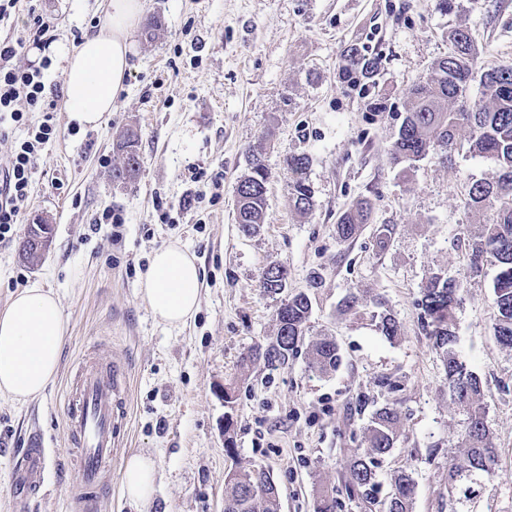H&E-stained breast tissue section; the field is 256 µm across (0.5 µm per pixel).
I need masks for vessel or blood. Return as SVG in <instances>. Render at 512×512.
<instances>
[{
	"label": "vessel or blood",
	"mask_w": 512,
	"mask_h": 512,
	"mask_svg": "<svg viewBox=\"0 0 512 512\" xmlns=\"http://www.w3.org/2000/svg\"><path fill=\"white\" fill-rule=\"evenodd\" d=\"M125 392L119 364L83 358L69 387L65 411L69 442L78 456L75 512H98L99 495L111 481L112 460L119 452L114 423L125 406ZM45 470V449H25L15 466L18 487H41Z\"/></svg>",
	"instance_id": "b4317fda"
}]
</instances>
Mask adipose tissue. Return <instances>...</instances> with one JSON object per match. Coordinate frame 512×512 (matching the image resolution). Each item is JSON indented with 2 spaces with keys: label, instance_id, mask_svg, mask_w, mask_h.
Segmentation results:
<instances>
[{
  "label": "adipose tissue",
  "instance_id": "ef3b65f1",
  "mask_svg": "<svg viewBox=\"0 0 512 512\" xmlns=\"http://www.w3.org/2000/svg\"><path fill=\"white\" fill-rule=\"evenodd\" d=\"M143 9L144 0H110L99 30L67 57L62 108L78 128L97 127L111 114L124 88ZM201 285L197 258L171 244L154 252L139 292L156 319L177 327L198 310ZM65 334L62 308L51 292L32 287L16 294L0 311V395L21 403L41 396L56 375ZM157 470L151 455L126 459L122 492L131 504L151 502Z\"/></svg>",
  "mask_w": 512,
  "mask_h": 512
}]
</instances>
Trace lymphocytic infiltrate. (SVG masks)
<instances>
[{"label":"lymphocytic infiltrate","mask_w":512,"mask_h":512,"mask_svg":"<svg viewBox=\"0 0 512 512\" xmlns=\"http://www.w3.org/2000/svg\"><path fill=\"white\" fill-rule=\"evenodd\" d=\"M53 23L44 13H31L27 35L0 39V135L6 125L27 126L28 136L16 143L10 168L0 177V242L9 241L29 198L35 162L54 133L52 112L57 88L47 86L39 68L17 65L16 57L27 41L47 44ZM41 113L40 121L29 118Z\"/></svg>","instance_id":"1"}]
</instances>
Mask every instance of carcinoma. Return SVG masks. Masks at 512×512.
<instances>
[{"label": "carcinoma", "mask_w": 512, "mask_h": 512, "mask_svg": "<svg viewBox=\"0 0 512 512\" xmlns=\"http://www.w3.org/2000/svg\"><path fill=\"white\" fill-rule=\"evenodd\" d=\"M449 39L453 50L435 64L426 79L409 89V105L389 149L390 159L396 165L417 162L431 152L448 153L465 142L471 153L489 162L488 176L468 185L465 207L475 218L467 237L469 260L478 272L487 265L495 270L494 335L501 346L512 349V66L485 72L481 76V99L470 103L466 91L473 79L475 48L467 23L461 22ZM463 130L468 132L464 142L460 139ZM137 143L136 132L123 135L118 145L123 163L113 169L115 181L130 179L138 171ZM284 163L293 174V207L306 214L313 207L306 179L309 158L290 155ZM269 180L261 153L250 151V171L236 188V223L245 234L256 232L264 221ZM370 210L369 202L360 201L345 211L336 224L337 236L344 241L356 238L368 223ZM287 281V266L272 261L265 267L258 287L265 294L278 295ZM463 292L461 283L433 273L422 285L417 300L419 326L441 353L450 398L467 417L460 456L448 465V496L462 505L476 502L498 461L485 418L481 379L467 368L458 352L456 310ZM310 314L311 300L305 293L282 303L276 312V335L246 353L243 370L249 371L256 361L271 369L287 364L303 344ZM378 328L390 341L401 335L400 322L388 311L380 316ZM339 361L335 340L324 336L310 345L311 371L324 373L336 368ZM401 424L397 403L375 411L367 428V446L355 455L344 475L348 497L374 498V463L394 448ZM415 493L411 474L401 473L384 502V512H412ZM339 507L336 492L322 489L317 493L314 512H337ZM279 508L277 486L265 467L251 464L226 475L224 512H279Z\"/></svg>", "instance_id": "1"}]
</instances>
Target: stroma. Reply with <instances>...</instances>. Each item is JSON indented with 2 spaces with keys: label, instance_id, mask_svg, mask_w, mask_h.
<instances>
[{
  "label": "stroma",
  "instance_id": "35a3bbf8",
  "mask_svg": "<svg viewBox=\"0 0 512 512\" xmlns=\"http://www.w3.org/2000/svg\"><path fill=\"white\" fill-rule=\"evenodd\" d=\"M107 4L44 0L54 39L23 50L18 63L50 58L45 81L62 84L66 55L98 30ZM145 17L158 20V30L151 39L137 33L125 89L104 125L80 130L55 110L25 215L0 244V309L36 285L59 299L67 326L44 393L26 403L0 397V512H70L74 450L64 400L88 352L120 360L130 377L122 447L100 512H224L226 473L249 463L269 470L280 512H313L318 490L339 486L373 410L388 401L398 403L402 426L376 470L377 501L346 500L341 512H379L404 471L416 483L413 512H512V350L493 335L494 271L472 275L461 244L466 186L489 165L464 148L410 166L389 159L409 88L447 55L460 18L469 21L476 73L512 66V0H454L448 12L436 0H146ZM357 53L374 59L372 71L354 65ZM130 128L140 135V168L116 182V142ZM258 146L271 172L267 209L260 230L246 236L235 222L236 187L248 149ZM300 153L310 158L314 200L304 215L292 206L283 163ZM193 188L205 198L189 199ZM363 199L369 224L355 239H339L340 215ZM107 207L124 219L120 240L110 225L94 223ZM36 221L51 225L52 238L43 256L27 260L21 245ZM170 243L192 252L202 271L199 309L178 329L159 322L139 295L153 252ZM273 261L288 268V286L274 297L258 286ZM437 271L464 285L461 355L482 381L498 450L493 475L468 508L448 499L464 417L417 323L420 288ZM299 292L312 300L305 345L283 368L257 364L242 373L244 354L275 335L283 297ZM351 293L361 300L355 314L342 307ZM378 298L402 325L397 341L378 329ZM324 336L335 338L341 362L318 376L308 370V345ZM385 377L394 389L380 386ZM230 383L237 389L228 407ZM35 445L47 451V480L19 510L15 465ZM134 452L159 462L142 509L121 494Z\"/></svg>",
  "mask_w": 512,
  "mask_h": 512
}]
</instances>
